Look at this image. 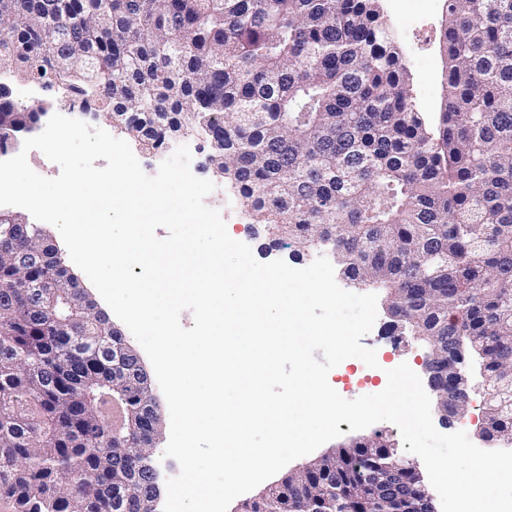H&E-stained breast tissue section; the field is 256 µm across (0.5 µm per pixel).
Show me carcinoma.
I'll use <instances>...</instances> for the list:
<instances>
[{
    "mask_svg": "<svg viewBox=\"0 0 512 512\" xmlns=\"http://www.w3.org/2000/svg\"><path fill=\"white\" fill-rule=\"evenodd\" d=\"M0 0V75L75 96L145 151L202 130L210 165L270 245L336 254L356 288L385 291L390 327L438 352L476 351L489 381L484 431L512 440V0H444L446 93L439 137L411 104L378 0ZM46 109L0 92V149ZM0 494L18 512H113L129 499L112 428L150 400L112 388V335L75 300L27 288L52 273L17 256L38 245L0 211ZM397 457L383 434L340 453ZM333 478L290 475L266 498L318 512Z\"/></svg>",
    "mask_w": 512,
    "mask_h": 512,
    "instance_id": "carcinoma-1",
    "label": "carcinoma"
}]
</instances>
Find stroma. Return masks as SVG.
Here are the masks:
<instances>
[{
    "mask_svg": "<svg viewBox=\"0 0 512 512\" xmlns=\"http://www.w3.org/2000/svg\"><path fill=\"white\" fill-rule=\"evenodd\" d=\"M380 13L387 23L403 54L408 68L411 101L429 130H436L443 102L445 62L439 50L441 24L445 17L444 0H410L408 11L396 13L391 0H380ZM188 146L191 152L190 168L199 178L210 180L215 189L205 199L210 208L218 210L226 221L229 235L247 244L256 260L266 263L283 260L294 268H304L317 257L316 252L294 256L292 249L275 248L264 250V233L253 230L251 219L240 205L236 195L225 184L223 177L214 173L207 162L210 146L205 137L197 133L173 139L169 145L158 151H136L143 171L147 175L156 174L160 164L178 146ZM386 312H379L372 330L362 339L363 345L375 349L377 367L366 366L361 360L347 359L334 368L328 380L330 385L345 399L352 400L367 394H375L387 384L386 372L400 363H408L416 373H423L426 356L425 345L412 336L393 332L388 327ZM469 371V412L447 424H438L439 432L448 434L465 431L474 444H481L479 427L483 413L485 378L479 373L475 360H467Z\"/></svg>",
    "mask_w": 512,
    "mask_h": 512,
    "instance_id": "obj_1",
    "label": "stroma"
}]
</instances>
